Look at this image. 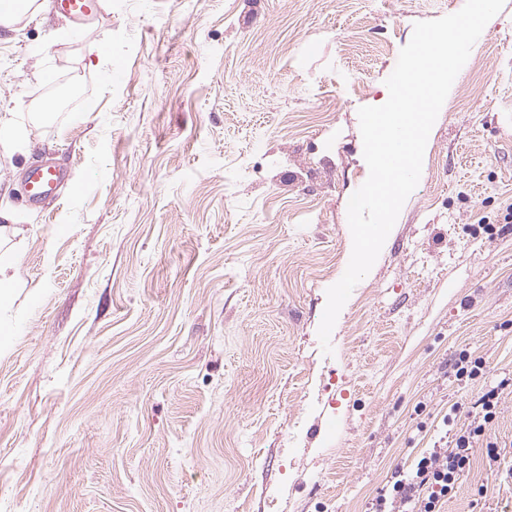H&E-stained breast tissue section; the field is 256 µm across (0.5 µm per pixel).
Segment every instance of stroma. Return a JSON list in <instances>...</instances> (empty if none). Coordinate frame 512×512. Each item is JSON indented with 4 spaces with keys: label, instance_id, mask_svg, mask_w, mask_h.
<instances>
[{
    "label": "stroma",
    "instance_id": "1",
    "mask_svg": "<svg viewBox=\"0 0 512 512\" xmlns=\"http://www.w3.org/2000/svg\"><path fill=\"white\" fill-rule=\"evenodd\" d=\"M465 0H106L0 29V512H371L512 378V0L324 353L366 181L358 110ZM113 70L112 83L103 73ZM89 98L97 108L82 113ZM62 164L45 208L25 168ZM482 224L493 234L479 232ZM485 359L457 380L461 350ZM442 512H512V393ZM64 14L74 22L84 23L99 16V0H58ZM27 136L19 129L7 114H0V149L3 153L13 154L25 148ZM17 280V270L12 259L6 254H0V305L9 300L11 289Z\"/></svg>",
    "mask_w": 512,
    "mask_h": 512
}]
</instances>
